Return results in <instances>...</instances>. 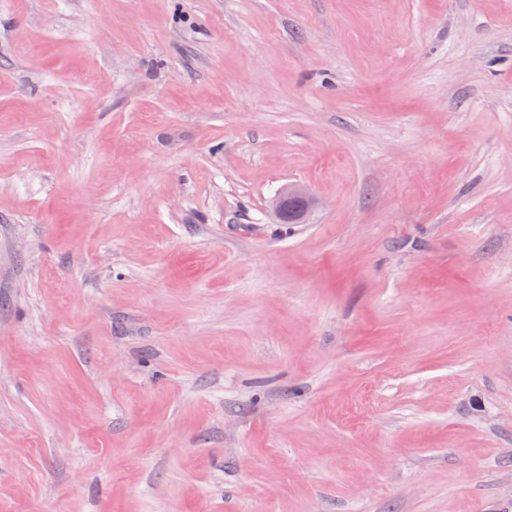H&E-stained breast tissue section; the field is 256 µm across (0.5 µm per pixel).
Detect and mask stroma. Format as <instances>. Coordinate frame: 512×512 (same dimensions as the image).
Returning <instances> with one entry per match:
<instances>
[{"mask_svg":"<svg viewBox=\"0 0 512 512\" xmlns=\"http://www.w3.org/2000/svg\"><path fill=\"white\" fill-rule=\"evenodd\" d=\"M0 512H512V0H0ZM312 205V195L297 182L283 185L273 199L276 215L284 222L305 224V218Z\"/></svg>","mask_w":512,"mask_h":512,"instance_id":"stroma-1","label":"stroma"}]
</instances>
